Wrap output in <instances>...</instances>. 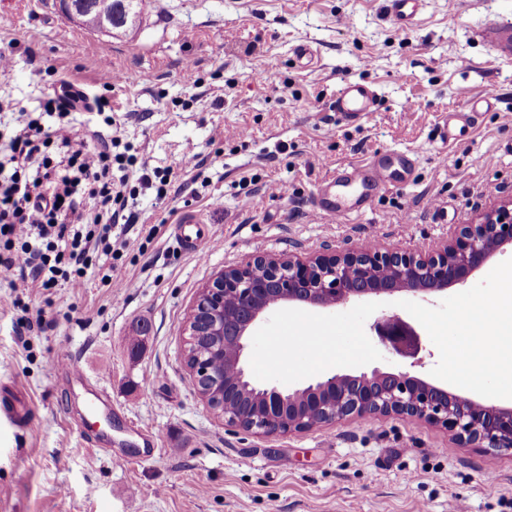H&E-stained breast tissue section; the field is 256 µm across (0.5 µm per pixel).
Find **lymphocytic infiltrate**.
Listing matches in <instances>:
<instances>
[{
  "label": "lymphocytic infiltrate",
  "instance_id": "1",
  "mask_svg": "<svg viewBox=\"0 0 512 512\" xmlns=\"http://www.w3.org/2000/svg\"><path fill=\"white\" fill-rule=\"evenodd\" d=\"M46 110L54 124L20 112L0 148V279L16 289L17 308L61 283L82 287L95 257L119 256L113 227L139 221L126 180L113 173L127 161L121 138L98 130L79 137L65 103L49 100Z\"/></svg>",
  "mask_w": 512,
  "mask_h": 512
}]
</instances>
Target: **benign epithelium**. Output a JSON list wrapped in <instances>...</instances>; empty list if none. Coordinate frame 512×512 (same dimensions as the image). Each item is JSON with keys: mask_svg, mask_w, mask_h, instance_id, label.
Masks as SVG:
<instances>
[{"mask_svg": "<svg viewBox=\"0 0 512 512\" xmlns=\"http://www.w3.org/2000/svg\"><path fill=\"white\" fill-rule=\"evenodd\" d=\"M512 246V201L493 206L474 224H459L434 253L386 251L372 243L361 250L309 257L254 256L224 269L200 292L187 321V347L209 336L210 356L189 365L203 400L224 422L257 437L302 433L346 420L399 416L451 432L463 448L512 455V409L462 398L409 370L336 374L302 390L256 388L246 380L242 357L250 331L268 311L287 304L333 307L371 296L409 292L427 299L469 277L497 252ZM393 350L417 353L419 336L391 316L377 324ZM232 364L237 388L258 404L248 417L231 406L234 392L216 367Z\"/></svg>", "mask_w": 512, "mask_h": 512, "instance_id": "benign-epithelium-1", "label": "benign epithelium"}]
</instances>
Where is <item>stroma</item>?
Segmentation results:
<instances>
[{
  "label": "stroma",
  "instance_id": "stroma-1",
  "mask_svg": "<svg viewBox=\"0 0 512 512\" xmlns=\"http://www.w3.org/2000/svg\"><path fill=\"white\" fill-rule=\"evenodd\" d=\"M500 19L512 20V0H426L408 31L386 0H154L137 28L109 35L65 18L57 0H0V51L14 55L0 74V122L24 110L50 124L44 105L67 79L86 96L77 133L102 128L87 103L106 96L138 160L171 171L166 197L135 201L139 224L114 262L121 288L93 268L85 287L27 299L29 317L51 327L22 339L0 284V397L27 413L22 423L0 414V512H448L458 495L467 512H512V456L458 447L440 426L386 416L261 438L224 424L196 390L184 339L200 289L247 256L424 249L512 200V59L475 35ZM301 44L312 65L297 58ZM105 63L124 77L109 90ZM348 80L378 93L366 122L330 109ZM489 87L495 107L441 142L451 115ZM217 128L247 136L219 141ZM393 150L418 159L409 185L376 192L342 222L318 213L316 189L337 167ZM195 154L202 169L183 167ZM187 210L210 227L207 259L172 235ZM63 351L85 386L57 372ZM382 355L364 372L410 367L427 380L439 360L426 335L417 360ZM101 387L112 408L89 413ZM141 428L162 434L147 462L136 458Z\"/></svg>",
  "mask_w": 512,
  "mask_h": 512
}]
</instances>
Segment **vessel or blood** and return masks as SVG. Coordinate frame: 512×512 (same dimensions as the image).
<instances>
[{
    "instance_id": "1",
    "label": "vessel or blood",
    "mask_w": 512,
    "mask_h": 512,
    "mask_svg": "<svg viewBox=\"0 0 512 512\" xmlns=\"http://www.w3.org/2000/svg\"><path fill=\"white\" fill-rule=\"evenodd\" d=\"M424 0H387L388 10L401 29H412ZM378 94L372 86L357 81L344 82L332 98L330 108L339 119L360 123L375 111ZM384 160L372 159L360 165L337 171L332 178L323 181L316 193L320 214L343 220L364 210L363 190L391 186ZM176 241L184 248L198 251L211 237L210 229L198 217L183 215L173 226Z\"/></svg>"
}]
</instances>
